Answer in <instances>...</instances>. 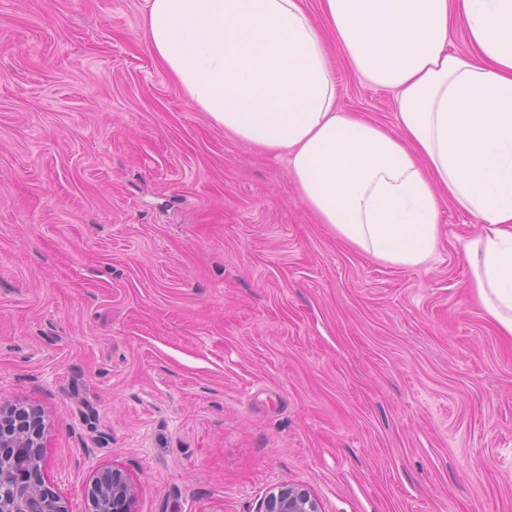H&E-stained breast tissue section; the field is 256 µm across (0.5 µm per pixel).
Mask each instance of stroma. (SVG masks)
<instances>
[{
	"label": "stroma",
	"mask_w": 512,
	"mask_h": 512,
	"mask_svg": "<svg viewBox=\"0 0 512 512\" xmlns=\"http://www.w3.org/2000/svg\"><path fill=\"white\" fill-rule=\"evenodd\" d=\"M145 0H0V404L44 415V479L85 512H512V340L468 289L478 225L373 258L284 158L194 108ZM336 105L399 127L336 43ZM137 488L118 468L97 472L87 492L85 512H135ZM256 512H321L315 496L306 488L288 483L271 487Z\"/></svg>",
	"instance_id": "35a3bbf8"
}]
</instances>
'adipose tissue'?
Segmentation results:
<instances>
[{
  "label": "adipose tissue",
  "mask_w": 512,
  "mask_h": 512,
  "mask_svg": "<svg viewBox=\"0 0 512 512\" xmlns=\"http://www.w3.org/2000/svg\"><path fill=\"white\" fill-rule=\"evenodd\" d=\"M349 66L395 94L399 134L336 109L325 39L303 0H146L152 53L193 106L287 156L304 202L399 267L427 262L450 202L474 298L512 337V0H319ZM462 23L468 52L450 50Z\"/></svg>",
  "instance_id": "obj_1"
}]
</instances>
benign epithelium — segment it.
I'll use <instances>...</instances> for the list:
<instances>
[{"mask_svg":"<svg viewBox=\"0 0 512 512\" xmlns=\"http://www.w3.org/2000/svg\"><path fill=\"white\" fill-rule=\"evenodd\" d=\"M43 416L34 407L0 406V512H72L43 480ZM137 488L118 468L97 472L86 512H135ZM257 512H321L307 489L277 484Z\"/></svg>","mask_w":512,"mask_h":512,"instance_id":"obj_1","label":"benign epithelium"}]
</instances>
